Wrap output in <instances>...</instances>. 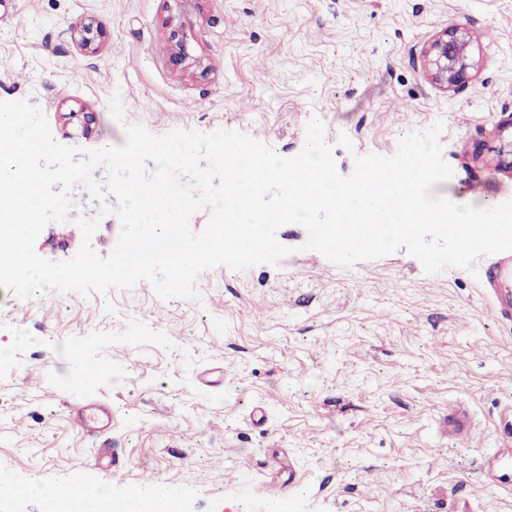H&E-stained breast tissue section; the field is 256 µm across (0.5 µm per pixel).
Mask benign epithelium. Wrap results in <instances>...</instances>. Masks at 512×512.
I'll use <instances>...</instances> for the list:
<instances>
[{
    "label": "benign epithelium",
    "mask_w": 512,
    "mask_h": 512,
    "mask_svg": "<svg viewBox=\"0 0 512 512\" xmlns=\"http://www.w3.org/2000/svg\"><path fill=\"white\" fill-rule=\"evenodd\" d=\"M102 34L101 22L92 15L86 16L71 28L72 40L87 53L98 51ZM170 58L181 71L201 67V59L189 53L186 43L177 34L171 37ZM424 60L434 85L443 90L456 86L468 78L471 70L476 67L470 32L464 27H456L438 35L426 46ZM59 120L83 138H91L95 113L61 112Z\"/></svg>",
    "instance_id": "7a95c632"
}]
</instances>
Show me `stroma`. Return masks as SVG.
Segmentation results:
<instances>
[{
    "instance_id": "obj_1",
    "label": "stroma",
    "mask_w": 512,
    "mask_h": 512,
    "mask_svg": "<svg viewBox=\"0 0 512 512\" xmlns=\"http://www.w3.org/2000/svg\"><path fill=\"white\" fill-rule=\"evenodd\" d=\"M87 15L104 30L94 54L70 38ZM455 27L472 33L477 66L444 91L423 50ZM176 29L204 70L172 64ZM19 100L58 141L59 113L94 112L91 138L70 140L82 149L124 144L139 124L157 136L256 133L292 157L316 118L344 176L355 155L392 156L440 121L453 174L434 195L512 201V169L488 165L512 123V0H201L189 16L175 0H0V101ZM73 197L70 220L38 237L39 256H74L81 217L98 222L97 253L115 247L118 218L83 188ZM276 237L291 249L278 264L202 271L196 301L141 283L25 300L0 286V487L64 488L98 448L124 472L106 477L112 495L125 477L171 482L183 512H266L268 480L288 483V512H512V484L489 465L512 404V324L493 316L477 276L427 273L403 249L310 265L305 228ZM75 345L109 365L83 388ZM89 403L111 407L110 426L79 425Z\"/></svg>"
}]
</instances>
